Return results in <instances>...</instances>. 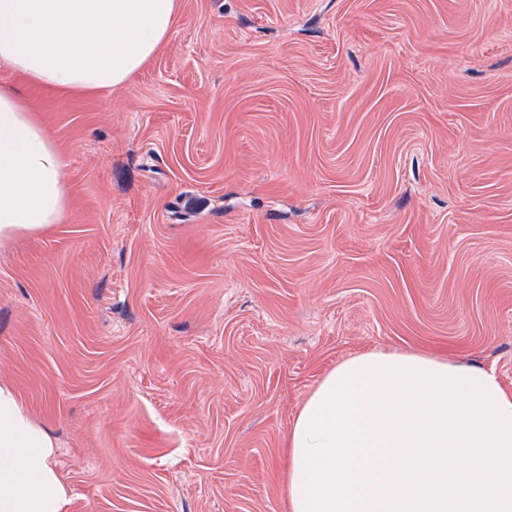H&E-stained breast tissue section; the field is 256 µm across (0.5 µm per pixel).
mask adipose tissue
<instances>
[{
	"mask_svg": "<svg viewBox=\"0 0 512 512\" xmlns=\"http://www.w3.org/2000/svg\"><path fill=\"white\" fill-rule=\"evenodd\" d=\"M181 0H0V69L63 97L128 82L166 44ZM66 162L0 82V243L68 212ZM56 444L0 383V512H64ZM287 512H512V390L496 371L371 350L336 363L299 408Z\"/></svg>",
	"mask_w": 512,
	"mask_h": 512,
	"instance_id": "1",
	"label": "adipose tissue"
}]
</instances>
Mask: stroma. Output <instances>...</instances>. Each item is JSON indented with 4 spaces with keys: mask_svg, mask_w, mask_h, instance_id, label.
Segmentation results:
<instances>
[{
    "mask_svg": "<svg viewBox=\"0 0 512 512\" xmlns=\"http://www.w3.org/2000/svg\"><path fill=\"white\" fill-rule=\"evenodd\" d=\"M17 85L69 208L0 247V380L64 512H284L291 420L375 349L512 389V0H182L127 83Z\"/></svg>",
    "mask_w": 512,
    "mask_h": 512,
    "instance_id": "1",
    "label": "stroma"
}]
</instances>
